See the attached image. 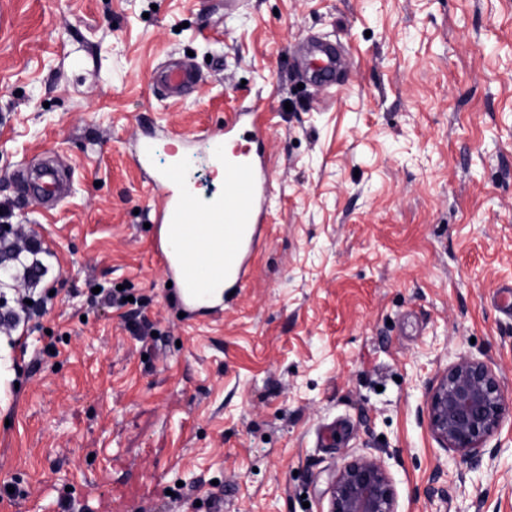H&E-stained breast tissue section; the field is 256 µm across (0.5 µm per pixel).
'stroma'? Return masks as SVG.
Masks as SVG:
<instances>
[{
  "instance_id": "obj_1",
  "label": "stroma",
  "mask_w": 512,
  "mask_h": 512,
  "mask_svg": "<svg viewBox=\"0 0 512 512\" xmlns=\"http://www.w3.org/2000/svg\"><path fill=\"white\" fill-rule=\"evenodd\" d=\"M350 60L318 87L297 51ZM198 81L161 99L155 73ZM261 112L268 241L241 293L182 315L132 160L189 187L231 112ZM204 130L208 140L181 146ZM71 175L43 209L22 163ZM0 209L54 253L55 290L19 348L0 333V512H326L351 455L381 459L397 512H512V417L470 470L427 428L425 397L458 356L512 396V0H0ZM123 286L154 335L89 289ZM149 496V490L143 485L121 486L114 488L112 492V500L107 507H103V511H124L129 502L141 500Z\"/></svg>"
}]
</instances>
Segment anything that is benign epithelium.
I'll return each mask as SVG.
<instances>
[{"label":"benign epithelium","instance_id":"1","mask_svg":"<svg viewBox=\"0 0 512 512\" xmlns=\"http://www.w3.org/2000/svg\"><path fill=\"white\" fill-rule=\"evenodd\" d=\"M427 425L441 447L478 466L488 440L512 416V399L486 362L460 356L432 384L426 400ZM328 512H397L395 491L384 464L358 454L334 474Z\"/></svg>","mask_w":512,"mask_h":512}]
</instances>
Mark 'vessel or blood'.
Returning a JSON list of instances; mask_svg holds the SVG:
<instances>
[{
    "instance_id": "b4317fda",
    "label": "vessel or blood",
    "mask_w": 512,
    "mask_h": 512,
    "mask_svg": "<svg viewBox=\"0 0 512 512\" xmlns=\"http://www.w3.org/2000/svg\"><path fill=\"white\" fill-rule=\"evenodd\" d=\"M340 64L335 51L317 47L311 52V71L325 85L336 81ZM196 74L187 63L164 68L158 78L163 98L178 100ZM266 130L256 113L237 112L224 122V137L212 146V164L223 165L224 188L197 194L186 191L178 165L157 172L153 186L159 192L151 222L157 232L154 253L177 287L180 303L189 310L213 307L228 289L244 287L251 257L263 249L262 226L267 221L270 178L262 151ZM35 197L57 196L53 171L42 170L31 184ZM221 225L211 235L208 225ZM142 485L122 486L112 492L111 512H125L129 502L148 496Z\"/></svg>"
}]
</instances>
